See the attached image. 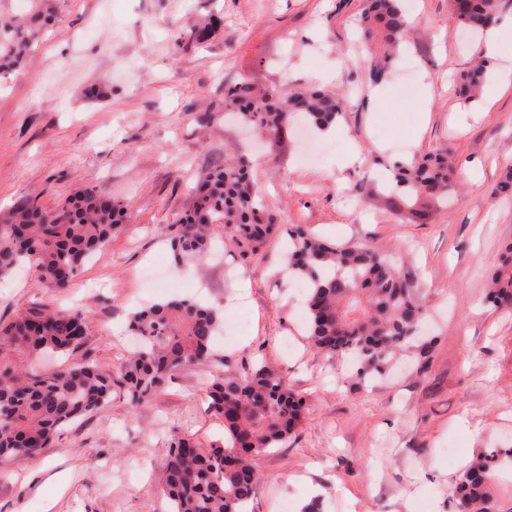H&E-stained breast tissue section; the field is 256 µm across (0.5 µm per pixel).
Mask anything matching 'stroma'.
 Returning <instances> with one entry per match:
<instances>
[{
    "label": "stroma",
    "instance_id": "1",
    "mask_svg": "<svg viewBox=\"0 0 512 512\" xmlns=\"http://www.w3.org/2000/svg\"><path fill=\"white\" fill-rule=\"evenodd\" d=\"M55 22L25 68L0 78V216L29 202L62 207L77 191L122 199V230L70 288L39 284L35 270L0 282V322L35 309L86 312L85 345L71 362L112 371L134 341L129 314L169 296H198L244 322L209 361L180 371L134 404L114 387L103 408L69 425L32 457H0V512H167L158 476L172 433L209 446L223 426L208 409L207 380L224 367L266 361L305 408L295 433L255 459L253 512H456L451 489L461 463L488 448H512V310L483 297L504 243L512 197L493 195L512 165V54L489 58L480 99L458 83L481 52L448 12V0H414L408 79H364L355 41L361 0H46ZM216 14L198 43L174 32ZM313 84L344 111L323 151L306 158L302 128L275 139L224 116V86ZM213 114L210 125L196 122ZM447 149L454 200L426 223L369 198L392 164ZM249 155L264 215L278 229L257 253L224 241L210 261L175 262L160 230L190 204L214 161ZM303 225L339 244L385 247L414 281L427 309L428 360L391 373L342 375L303 326L300 295L283 272L287 231ZM163 263L169 291L143 269Z\"/></svg>",
    "mask_w": 512,
    "mask_h": 512
}]
</instances>
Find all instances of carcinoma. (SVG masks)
<instances>
[{
  "instance_id": "carcinoma-1",
  "label": "carcinoma",
  "mask_w": 512,
  "mask_h": 512,
  "mask_svg": "<svg viewBox=\"0 0 512 512\" xmlns=\"http://www.w3.org/2000/svg\"><path fill=\"white\" fill-rule=\"evenodd\" d=\"M19 20L0 22V77L24 63L50 21L42 0H29ZM459 27L480 32L512 10V0H449ZM218 22L180 30L176 43L201 40ZM360 36L369 54L364 71L371 84L389 73L393 52L407 40L403 0H363ZM484 62L463 74L460 94L471 100L482 88ZM224 110L257 134L281 138L294 118L321 132L336 124L342 102L309 85L271 84L258 88L239 80L224 88ZM249 162L230 157L207 171L194 188L188 209L164 235L175 260L201 261L212 246V225L240 248L257 252L274 225L251 186ZM448 150H436L393 165L385 195L394 213L427 220L452 194ZM127 205L92 190L76 192L64 206L48 211L28 203L0 223V279L26 264L35 266L46 288L64 289L125 224ZM288 274L307 282L305 306L310 343L329 358L345 356L357 375L380 372L411 346L426 308L412 281L378 247L336 245L297 226L288 231ZM494 307H512V243L504 248L485 296ZM223 323L221 311L194 297H177L134 312L129 330L139 350L116 373L90 362L64 365L49 374L31 371L44 353H73L86 343L85 313L56 310L19 313L0 324V456L31 457L53 444L65 426L107 404L113 386L142 403L161 391L183 368L211 357ZM209 409L222 420L226 439L204 448L190 436L173 434L161 470L168 512H248L257 484L254 459L280 447L297 430L303 400L287 379L265 363L226 370L208 384ZM512 448L477 454L454 488L458 512H495L493 478L497 461Z\"/></svg>"
}]
</instances>
